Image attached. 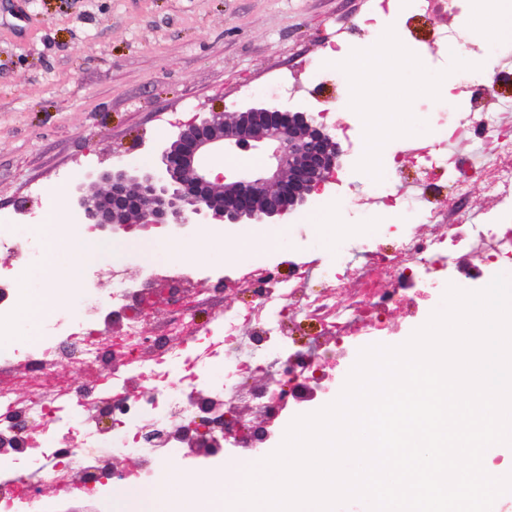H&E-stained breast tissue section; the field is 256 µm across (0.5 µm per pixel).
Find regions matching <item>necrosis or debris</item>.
Listing matches in <instances>:
<instances>
[{"mask_svg":"<svg viewBox=\"0 0 512 512\" xmlns=\"http://www.w3.org/2000/svg\"><path fill=\"white\" fill-rule=\"evenodd\" d=\"M455 140L475 143L492 158L483 173L496 209L476 223L460 211L448 216L420 209L391 189L407 160L425 176L454 179L457 190H465L447 150ZM377 182L383 207L405 221L384 225L361 254L342 238L324 258L300 245L289 266L272 259L234 268L223 278L250 295L246 307L225 308L201 324L182 315L165 335L148 338L141 325L158 271L141 266L116 274L107 297L84 273L71 310L42 318L40 341H25L12 287L42 265V245L36 225L0 224V250L16 259L0 267V335L18 339L11 352L0 353V370L24 367L31 387L30 397L19 401L0 386V512H38L39 490L47 483L65 496L100 495L99 473L130 453L142 458L138 481L153 486L159 448L152 435L191 443L201 436L198 418L210 405L227 413L247 403L256 414L280 417L281 384L327 389L332 370L355 363L360 349L391 335L389 314L415 317L428 289L451 282L484 287L496 266L512 264L511 130L480 114L447 124L442 142L419 138L411 150L392 153ZM315 278L325 282L324 290L310 288ZM117 307L129 310L118 336L108 327ZM302 320L320 327L304 342L294 336ZM106 354L112 357L108 377L77 392L48 389L53 368H82Z\"/></svg>","mask_w":512,"mask_h":512,"instance_id":"obj_1","label":"necrosis or debris"}]
</instances>
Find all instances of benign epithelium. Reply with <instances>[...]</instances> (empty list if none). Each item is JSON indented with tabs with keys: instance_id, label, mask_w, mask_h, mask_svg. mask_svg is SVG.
<instances>
[{
	"instance_id": "obj_1",
	"label": "benign epithelium",
	"mask_w": 512,
	"mask_h": 512,
	"mask_svg": "<svg viewBox=\"0 0 512 512\" xmlns=\"http://www.w3.org/2000/svg\"><path fill=\"white\" fill-rule=\"evenodd\" d=\"M269 142L276 163L273 179L251 173L226 181L214 174L213 149L245 150ZM344 151L314 113L287 103L243 101L230 112H209L199 122L162 138L145 166L115 164L97 174L106 192H73V209L82 224L116 232L129 224H171L182 230L209 224H274L303 206L341 165ZM209 424L238 442L224 415L212 410Z\"/></svg>"
}]
</instances>
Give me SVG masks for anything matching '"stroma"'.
Segmentation results:
<instances>
[{
    "label": "stroma",
    "instance_id": "35a3bbf8",
    "mask_svg": "<svg viewBox=\"0 0 512 512\" xmlns=\"http://www.w3.org/2000/svg\"><path fill=\"white\" fill-rule=\"evenodd\" d=\"M372 0H0V216L29 219L48 205L73 213L71 188L102 190L90 172L113 163L146 162L147 147L206 112H219L251 98L288 102L316 113L333 134L351 126L342 142L341 166L328 189L350 203L340 214L356 225L355 248L378 236L394 218L377 201L378 191L362 164V129L368 117L404 134L378 142L387 156L405 136L437 135L425 122L445 99L448 121L471 110L492 115L500 126L512 105V80L497 94L471 106L464 58L443 55L438 30L462 25L470 54L490 42L474 36L470 10L431 18L397 0L380 36L394 37L407 64L402 79L390 78L384 58L372 61L365 91L345 96L324 43L334 34L346 49L368 45L356 32ZM455 77L451 97L426 93L422 85ZM321 193L288 214L284 224H237L223 229L207 252L186 260L189 268L216 264L231 269L262 259L281 230L327 254L336 233L321 218L329 207ZM174 232L167 226L132 225L111 243L124 262L160 261Z\"/></svg>",
    "mask_w": 512,
    "mask_h": 512
}]
</instances>
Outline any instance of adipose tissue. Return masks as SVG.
Here are the masks:
<instances>
[{
	"label": "adipose tissue",
	"mask_w": 512,
	"mask_h": 512,
	"mask_svg": "<svg viewBox=\"0 0 512 512\" xmlns=\"http://www.w3.org/2000/svg\"><path fill=\"white\" fill-rule=\"evenodd\" d=\"M471 12L484 31L494 38L512 40V0H472ZM379 55L389 61L395 75L404 73L405 64L399 54L395 49L386 48L383 40L378 37L374 38L371 48L336 56L331 64L349 75L350 86L355 89L365 83L368 63ZM67 246L74 255L73 261L66 266H50L47 270L46 289L38 292L26 290L20 296L19 319L28 330H35L41 315L58 313L67 308L74 286L82 274L81 258L94 248L93 242L77 227L69 229Z\"/></svg>",
	"instance_id": "adipose-tissue-1"
}]
</instances>
